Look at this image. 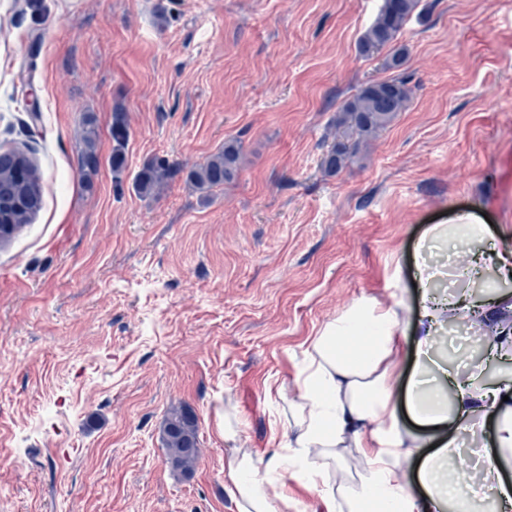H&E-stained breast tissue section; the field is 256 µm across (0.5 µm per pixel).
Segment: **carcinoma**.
I'll return each mask as SVG.
<instances>
[{"instance_id": "carcinoma-1", "label": "carcinoma", "mask_w": 512, "mask_h": 512, "mask_svg": "<svg viewBox=\"0 0 512 512\" xmlns=\"http://www.w3.org/2000/svg\"><path fill=\"white\" fill-rule=\"evenodd\" d=\"M420 0H383L373 23L360 39L362 53L392 47L388 62L391 68L403 66L407 48L396 45L406 20L417 9ZM410 97L407 81L401 77L373 81L362 87L338 108L336 127L343 129V139L323 157V169L334 174L350 164L361 147L380 129L386 127L402 111ZM128 137L123 115L115 113L112 122L114 141L112 169L122 170V156ZM241 145L234 139L224 142V149L189 173V180L202 190L232 182L238 175ZM170 168L162 161L149 162L134 179L140 195L159 190L169 177ZM42 207V186L33 161L24 152L10 149L0 152V230L5 240L20 231ZM166 462L172 471L183 476L193 472L198 460V425L195 416L187 411H174L164 429Z\"/></svg>"}]
</instances>
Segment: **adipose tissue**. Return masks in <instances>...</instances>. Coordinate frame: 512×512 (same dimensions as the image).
Segmentation results:
<instances>
[{
    "label": "adipose tissue",
    "mask_w": 512,
    "mask_h": 512,
    "mask_svg": "<svg viewBox=\"0 0 512 512\" xmlns=\"http://www.w3.org/2000/svg\"><path fill=\"white\" fill-rule=\"evenodd\" d=\"M486 225L470 216L429 225L418 244L414 276L421 311L414 331L403 327L402 304L362 298L310 338L293 386H280L292 414L271 454L235 457L224 470L238 512H288L289 482L318 492L326 512L344 500L348 512H512V483L500 466L512 461V385L484 380L481 365L461 374L440 353L446 322L481 315L495 356H512V296L476 303L460 294L437 295L430 263L440 249L466 257L483 274ZM414 353L411 373L402 357ZM407 411L433 441L405 430ZM494 421L492 454L483 466L489 489L477 491L463 468L462 440L479 418ZM352 448L356 460L344 456ZM357 471L359 485L347 476Z\"/></svg>",
    "instance_id": "adipose-tissue-1"
}]
</instances>
